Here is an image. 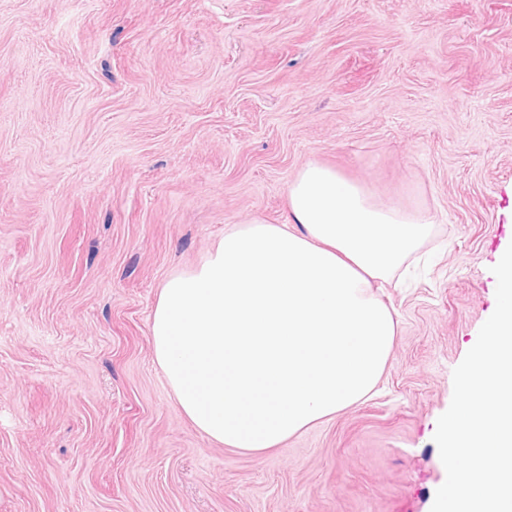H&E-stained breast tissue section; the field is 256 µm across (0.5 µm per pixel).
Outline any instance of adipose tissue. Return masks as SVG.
<instances>
[{
	"mask_svg": "<svg viewBox=\"0 0 512 512\" xmlns=\"http://www.w3.org/2000/svg\"><path fill=\"white\" fill-rule=\"evenodd\" d=\"M288 209L279 224L228 226L164 282L153 313L155 361L181 413L229 448L278 447L375 389L397 330L376 285L434 230L316 160L290 182Z\"/></svg>",
	"mask_w": 512,
	"mask_h": 512,
	"instance_id": "adipose-tissue-1",
	"label": "adipose tissue"
}]
</instances>
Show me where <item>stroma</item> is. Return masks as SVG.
Segmentation results:
<instances>
[{
    "instance_id": "1",
    "label": "stroma",
    "mask_w": 512,
    "mask_h": 512,
    "mask_svg": "<svg viewBox=\"0 0 512 512\" xmlns=\"http://www.w3.org/2000/svg\"><path fill=\"white\" fill-rule=\"evenodd\" d=\"M435 220L375 390L263 452L180 412L163 282L306 162ZM512 244V0H0V512H430Z\"/></svg>"
}]
</instances>
